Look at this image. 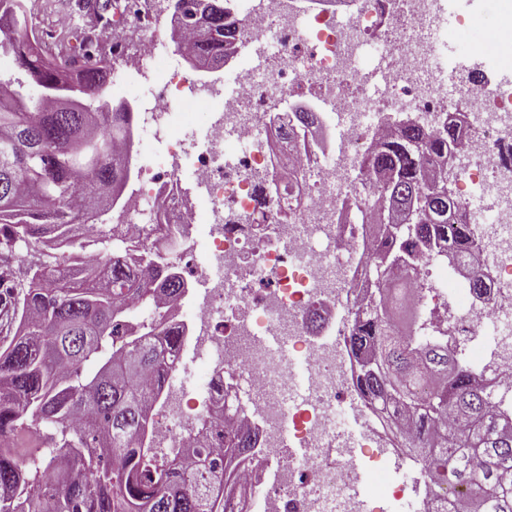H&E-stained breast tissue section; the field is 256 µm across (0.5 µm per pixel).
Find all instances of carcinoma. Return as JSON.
I'll list each match as a JSON object with an SVG mask.
<instances>
[{"mask_svg": "<svg viewBox=\"0 0 512 512\" xmlns=\"http://www.w3.org/2000/svg\"><path fill=\"white\" fill-rule=\"evenodd\" d=\"M182 24L195 40L190 56L205 65L224 57L232 44L224 27V0H210L200 23L199 0H182ZM25 0H0V54L18 61L21 72L0 75V252L17 242H45L42 261L23 276L0 275L13 284V301L0 306V326L16 325L0 345V439L46 424L50 448L30 469L13 449L0 447V512H224L228 480L221 460L208 448H173L160 453L146 443L150 403L174 369L175 335L155 340L157 323L125 324L124 298L133 292L160 306L184 290L180 277L143 285L159 276L168 251L118 232L103 238L124 245L123 253L84 256L71 251L76 229L99 220L89 206L102 189L121 193L130 165L113 152L128 134L126 113L93 106L112 82V68L98 41L84 31L60 36L48 57L27 41ZM84 60L77 79L90 94L85 110L59 111L61 71ZM457 135L450 122L433 134L426 126L388 133L381 146L359 159L378 183L356 192L360 211L374 210L385 193V214L410 219L398 238L374 225L379 248L368 262L382 266L368 303L353 312L350 345L364 393L377 418L417 456L428 455L424 479L456 491L450 512H512V410L494 413L489 391L476 371L463 369L448 347L400 330L395 310L403 307L418 276L414 255L451 253L459 267L472 264L475 225L456 219L459 203L446 183L428 192L422 169L448 156ZM37 155L26 163L19 146Z\"/></svg>", "mask_w": 512, "mask_h": 512, "instance_id": "cac0c4a2", "label": "carcinoma"}]
</instances>
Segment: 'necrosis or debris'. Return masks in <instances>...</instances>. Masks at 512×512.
<instances>
[{"label":"necrosis or debris","instance_id":"4bbe7bcc","mask_svg":"<svg viewBox=\"0 0 512 512\" xmlns=\"http://www.w3.org/2000/svg\"><path fill=\"white\" fill-rule=\"evenodd\" d=\"M238 41L252 63L228 84L201 83L169 48L144 0H124L113 24L135 20L142 47L113 85L133 96L131 140L141 179L122 212L127 237L168 225L186 289L165 309L183 334L164 385L155 429L173 447L211 446V430H188V414L230 419L248 437L224 494V512H363L351 488L359 469L379 487L374 512L416 501L437 512L443 497L393 481L404 449L377 450L388 432L363 407L359 452L324 464L338 403L360 397L349 315L370 292L363 264L375 240L347 184L366 142L384 134L385 111L444 114L464 103L467 156L456 194L483 218L473 246L494 274L486 302L419 253L412 286L422 333L447 336L451 354L482 367L496 408L512 404V82L445 68L446 0H230ZM316 115L314 126L300 115ZM190 173L199 198L182 188Z\"/></svg>","mask_w":512,"mask_h":512}]
</instances>
